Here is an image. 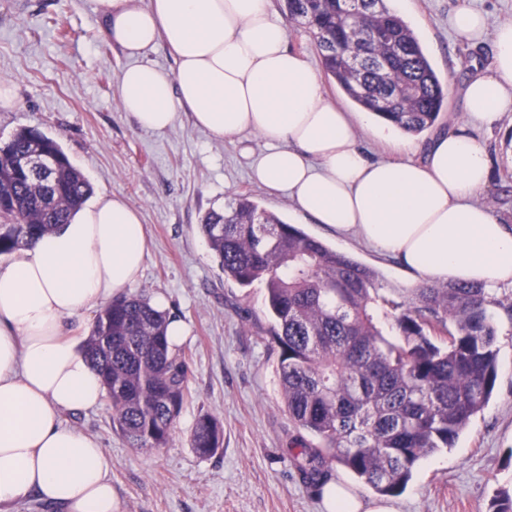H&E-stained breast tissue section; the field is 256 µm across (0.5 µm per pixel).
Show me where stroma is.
I'll list each match as a JSON object with an SVG mask.
<instances>
[{"label": "stroma", "mask_w": 512, "mask_h": 512, "mask_svg": "<svg viewBox=\"0 0 512 512\" xmlns=\"http://www.w3.org/2000/svg\"><path fill=\"white\" fill-rule=\"evenodd\" d=\"M402 13L448 90L450 126L467 111L462 88L491 65V43L460 42L449 17L456 0H405ZM128 60L102 33L95 0H0V80L14 83L16 104L0 110V143L24 127L56 139L94 193L121 196L146 226L150 256L134 295L162 294L169 314L186 323L180 351L189 365L188 396L168 447H130L112 428V405L67 413L66 426L95 437L112 457L119 512H324L289 448L296 431L279 383V348L270 335L261 284L225 280L200 230L210 210L250 195L260 208L330 248L374 269L390 288L406 287L397 264L317 224L301 223L287 200L270 198L249 175L247 156L179 115L165 133L138 128L122 112L118 77ZM482 140L491 180L482 196L512 225V112ZM491 312L498 331L493 394L445 448L415 467L398 512H492L512 493V288ZM204 414L224 425L214 456L189 445Z\"/></svg>", "instance_id": "obj_1"}]
</instances>
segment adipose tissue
<instances>
[{
    "instance_id": "obj_1",
    "label": "adipose tissue",
    "mask_w": 512,
    "mask_h": 512,
    "mask_svg": "<svg viewBox=\"0 0 512 512\" xmlns=\"http://www.w3.org/2000/svg\"><path fill=\"white\" fill-rule=\"evenodd\" d=\"M96 2L106 39L129 59L119 100L139 128L166 132L186 112L218 140L258 133L250 177L299 217L396 261L414 284H474L490 296L512 287V226L480 200L491 161L479 141L512 112V22L494 32L488 73L466 85L465 122L434 135L420 159L380 122L394 155L372 159L357 136L372 114L330 101L269 0ZM450 23L458 39L478 40L487 16L477 0H457ZM159 45L174 73L146 62ZM148 256L138 211L103 193L0 262V512L30 498L58 512H118L110 454L62 416L106 399L81 331L134 288ZM324 507L397 512L340 482Z\"/></svg>"
}]
</instances>
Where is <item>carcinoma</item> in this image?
Segmentation results:
<instances>
[{
  "instance_id": "cac0c4a2",
  "label": "carcinoma",
  "mask_w": 512,
  "mask_h": 512,
  "mask_svg": "<svg viewBox=\"0 0 512 512\" xmlns=\"http://www.w3.org/2000/svg\"><path fill=\"white\" fill-rule=\"evenodd\" d=\"M388 0H284L312 37L324 70L357 106L405 133L445 110L447 88L418 36ZM53 159L46 172L17 166ZM92 187L51 137L23 128L0 145V254L57 231ZM201 231L224 277L265 283L279 378L298 435L292 461L318 492L339 465L381 496L403 492L413 469L453 445L497 381L494 300L475 285L386 288L378 273L241 195ZM170 314L119 296L84 343L112 403V428L133 448L167 447L188 387L184 354L169 349ZM223 425L201 416L190 446L221 447Z\"/></svg>"
}]
</instances>
